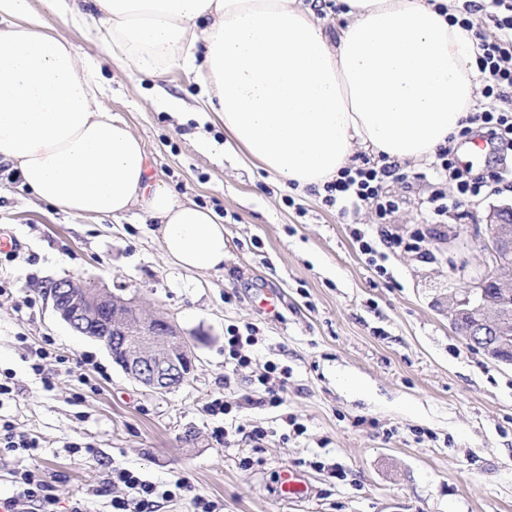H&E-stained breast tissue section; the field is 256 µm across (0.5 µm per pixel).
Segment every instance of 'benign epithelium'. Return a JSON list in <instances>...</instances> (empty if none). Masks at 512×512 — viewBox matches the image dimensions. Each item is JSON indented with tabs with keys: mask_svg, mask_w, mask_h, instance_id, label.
I'll return each mask as SVG.
<instances>
[{
	"mask_svg": "<svg viewBox=\"0 0 512 512\" xmlns=\"http://www.w3.org/2000/svg\"><path fill=\"white\" fill-rule=\"evenodd\" d=\"M489 257L496 272L473 280L450 297L448 317L463 328L469 345L490 359L512 364L506 348L512 338L508 317L489 302L488 289L502 292L512 304V204L492 209ZM52 309L78 336L111 337L114 362L133 380L158 393L185 384L194 370V352L184 334L163 315L146 312L133 298L79 279L60 278L47 284Z\"/></svg>",
	"mask_w": 512,
	"mask_h": 512,
	"instance_id": "1",
	"label": "benign epithelium"
}]
</instances>
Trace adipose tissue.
<instances>
[{
  "label": "adipose tissue",
  "mask_w": 512,
  "mask_h": 512,
  "mask_svg": "<svg viewBox=\"0 0 512 512\" xmlns=\"http://www.w3.org/2000/svg\"><path fill=\"white\" fill-rule=\"evenodd\" d=\"M47 2L107 33L131 72L195 73L246 156L301 189L335 179L358 145L401 164L429 159L478 100L471 36L448 20L454 0H342L348 22L332 37L303 0ZM103 90L99 68L47 32L29 0H0V162L62 212L140 209L176 265L218 269L223 218L156 179Z\"/></svg>",
  "instance_id": "adipose-tissue-1"
}]
</instances>
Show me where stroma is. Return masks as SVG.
<instances>
[{"label": "stroma", "mask_w": 512, "mask_h": 512, "mask_svg": "<svg viewBox=\"0 0 512 512\" xmlns=\"http://www.w3.org/2000/svg\"><path fill=\"white\" fill-rule=\"evenodd\" d=\"M34 12L107 79L101 105L141 138L153 174L182 198L224 218V265L199 273L165 257L156 224L140 210L112 218L67 215L0 166V226L19 242L0 254V377L13 398L0 423L38 448L0 457V500L15 472L39 469L70 512H112L111 466L157 484L185 480L189 496L156 512H189L190 495L220 512H290L281 473L302 474L312 492L298 512H512V365L470 347L448 317V296L489 268L486 216L512 203V185L468 198L433 222L424 202L435 183L455 196L432 163L405 165L390 182L400 199L389 228L422 230L419 251L388 252L379 275L351 236L377 235L366 205L346 212L316 189L277 182L227 148L222 124L197 115L201 87L174 67L153 79L126 70L85 29L63 23L47 0ZM182 111L174 113L171 101ZM65 275L123 292L163 314L193 341L190 380L158 394L130 379L100 341L74 335L53 312L45 286ZM270 290L274 311L260 308ZM253 326L248 367L224 363L229 327ZM51 341L60 365L31 369V349ZM286 369L281 406L236 407L260 397L267 362ZM233 402L210 413L215 399ZM265 429L261 443L249 440ZM92 452L72 451V443Z\"/></svg>", "instance_id": "stroma-1"}]
</instances>
